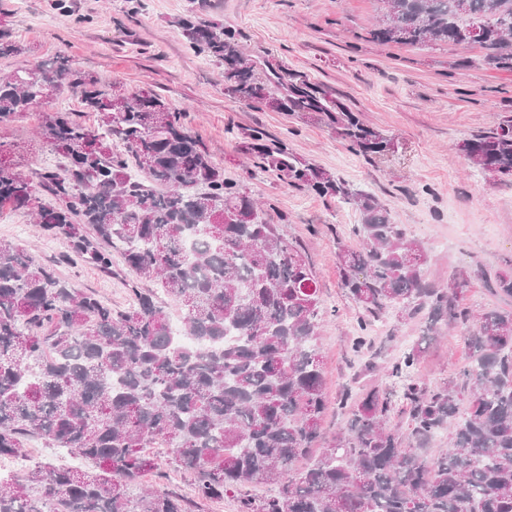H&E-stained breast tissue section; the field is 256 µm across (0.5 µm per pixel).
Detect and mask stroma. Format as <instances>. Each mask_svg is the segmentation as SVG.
Masks as SVG:
<instances>
[{
    "instance_id": "1",
    "label": "stroma",
    "mask_w": 512,
    "mask_h": 512,
    "mask_svg": "<svg viewBox=\"0 0 512 512\" xmlns=\"http://www.w3.org/2000/svg\"><path fill=\"white\" fill-rule=\"evenodd\" d=\"M381 10L380 0H0V34L24 51L20 58L1 57L0 75L23 59L58 56L125 92L153 90L181 111L225 180L246 188L266 222L305 253L325 309L316 340L329 399L322 448L347 430L350 413L341 399L397 388L389 371L423 341L427 315L396 310L385 316L382 333H372L374 318L342 288L336 265L338 246H360L352 232L358 211L256 168L246 150L254 132L373 195L407 238L426 248L424 274L433 286L464 272L471 277L464 306L474 312L512 307L490 283L512 259V181L474 169L459 149L471 134L512 121V71L486 65L476 45L377 43L370 31ZM188 14L234 30L260 78L292 70L387 135L393 148L363 156L319 114L274 112L226 96L223 65L196 54L177 25ZM41 116L35 110L0 124V140L15 145L26 172L61 162L35 134ZM0 242L24 246L72 287L112 307L125 306L134 282L153 290L172 320L183 314L160 284L136 279L122 262L108 275L73 262L67 241L42 234L23 212L0 210ZM359 337L364 343L357 350ZM424 343L413 378L436 385L468 362L458 326L442 325Z\"/></svg>"
}]
</instances>
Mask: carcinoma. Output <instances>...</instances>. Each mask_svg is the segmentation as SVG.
<instances>
[{
  "instance_id": "1",
  "label": "carcinoma",
  "mask_w": 512,
  "mask_h": 512,
  "mask_svg": "<svg viewBox=\"0 0 512 512\" xmlns=\"http://www.w3.org/2000/svg\"><path fill=\"white\" fill-rule=\"evenodd\" d=\"M374 41L404 46L479 40L485 64L512 71V0H381ZM190 48L224 65V92L276 112H318L359 154L382 155L389 139L325 89L284 69L272 84L255 76L229 29L179 21ZM80 95L101 130L63 109L42 112L40 137L67 163L26 176L13 145L0 142V210L34 214L50 236L66 238L70 259L112 273V247L139 278L159 282L184 310L175 341L152 291L131 288L114 309L60 279L24 248L0 244V459L27 457L42 439L87 466L36 463L0 478V512H196L238 495L239 512H512V309L475 316L462 306L469 278L444 288L423 278L429 256L368 194L301 162L284 146L252 136L256 167L359 211L361 247L338 246L342 287L370 315L427 311L429 327L460 326L472 350L456 377L419 384V351L391 369L398 394L371 390L351 406L348 434L299 472L321 435L328 398L315 345L323 316L307 257L256 201L224 180L181 112L152 90L127 94L61 58L0 78V123ZM470 164L512 177V124L460 144ZM130 155L140 180L127 171ZM44 190L56 204L37 197ZM494 291L512 297V267ZM408 417L403 445L389 425ZM451 429L435 458L419 452ZM152 448L169 449L162 460ZM167 462L194 476L196 499L132 486ZM257 485L277 492L260 499Z\"/></svg>"
}]
</instances>
